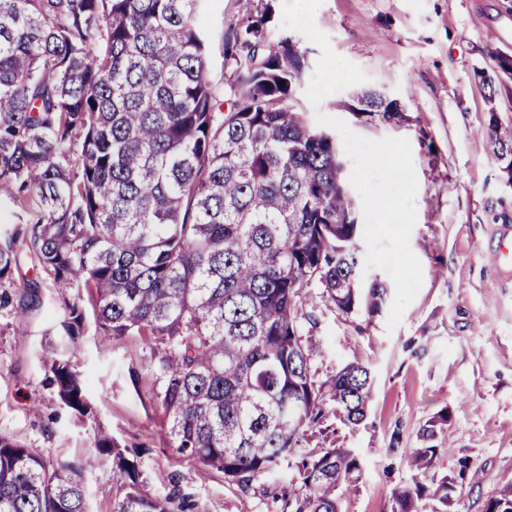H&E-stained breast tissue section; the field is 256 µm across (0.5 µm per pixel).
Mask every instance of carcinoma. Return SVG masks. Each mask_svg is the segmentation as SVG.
Returning a JSON list of instances; mask_svg holds the SVG:
<instances>
[{
	"instance_id": "carcinoma-1",
	"label": "carcinoma",
	"mask_w": 512,
	"mask_h": 512,
	"mask_svg": "<svg viewBox=\"0 0 512 512\" xmlns=\"http://www.w3.org/2000/svg\"><path fill=\"white\" fill-rule=\"evenodd\" d=\"M199 0H0V194L40 222L0 232V300L25 252L72 291L95 300L102 335L135 333L150 349L157 398L177 452L247 487L298 453L327 414L361 423L371 399L367 366L352 361L323 382L310 374L298 301L315 281L344 313L381 311L388 289L360 284L358 203L335 141L291 100L305 53L268 18L248 17L224 41L238 80L219 99L196 17ZM362 111L387 118L366 91ZM489 146L512 173V128ZM60 400L85 416L81 379L60 352L48 363ZM426 424L410 470L436 468L439 421ZM112 481L126 488L113 512H168L139 489L137 468L100 430ZM81 467L49 466L0 435V512H87ZM291 512H339L336 490L360 472L347 448L301 458ZM450 481L392 493L391 512H417L425 492L448 505Z\"/></svg>"
}]
</instances>
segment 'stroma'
I'll return each instance as SVG.
<instances>
[{
  "label": "stroma",
  "instance_id": "1",
  "mask_svg": "<svg viewBox=\"0 0 512 512\" xmlns=\"http://www.w3.org/2000/svg\"><path fill=\"white\" fill-rule=\"evenodd\" d=\"M248 14L267 15L270 28L280 29L282 2L198 4L216 91L231 75L224 37ZM316 24L367 81L327 96L317 109L300 86L293 104L311 124L321 112L370 139L409 140L418 182L410 247L423 283L392 330L387 312L347 314L317 284L302 289L301 342L314 380L358 359L370 370L373 393L362 424L328 416L301 456L315 460L330 448L355 450L360 478L342 487L340 512H389L395 489L416 481L430 487L444 475L457 479L465 460L482 479L459 482L448 512H485L501 486L512 483V277L493 259L502 227L512 226V181L486 147L491 119L512 123V74L499 71L501 58H512V0H323ZM484 71L500 75L491 107L480 78ZM365 88L399 100L400 118L387 122L363 113L358 97ZM18 277L37 279L39 286L24 321L15 317L21 289H11L10 304L0 307V435L50 464L94 459L81 476L88 512H113L125 493L112 481L111 455L94 444L100 429L136 463L147 495L180 489L194 512H283L301 485L300 456L244 489L179 454L168 436L143 338L104 339L84 288L75 297L83 332L68 338L52 277L36 272L27 259ZM54 347L67 350L90 415L61 404L46 361ZM442 414L448 421L434 441L441 466L414 475L407 457L420 447L425 423Z\"/></svg>",
  "mask_w": 512,
  "mask_h": 512
}]
</instances>
